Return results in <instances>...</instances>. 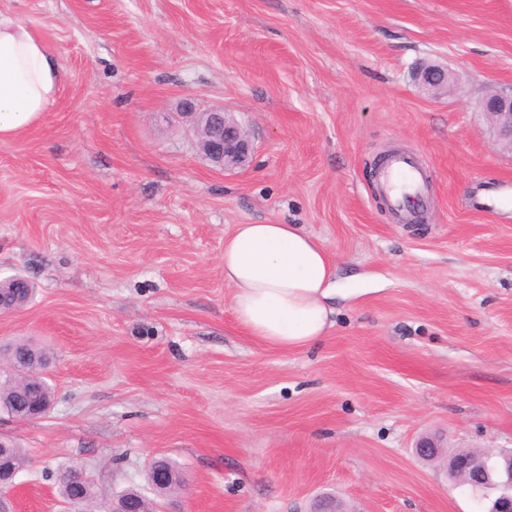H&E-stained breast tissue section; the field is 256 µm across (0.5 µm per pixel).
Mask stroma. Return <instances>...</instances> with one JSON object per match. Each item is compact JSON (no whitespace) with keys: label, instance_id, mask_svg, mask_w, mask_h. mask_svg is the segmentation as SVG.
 I'll return each instance as SVG.
<instances>
[{"label":"stroma","instance_id":"35a3bbf8","mask_svg":"<svg viewBox=\"0 0 512 512\" xmlns=\"http://www.w3.org/2000/svg\"><path fill=\"white\" fill-rule=\"evenodd\" d=\"M57 52L39 122L0 140V347L46 349L55 403L0 413L28 454L20 512H64L44 468L107 493L181 469L161 512H487L445 454L512 449V152L478 103L512 87V0H0ZM448 67L432 95L416 74ZM233 112L248 167L212 168L186 102ZM421 156L432 198L396 223L374 163ZM299 224L336 280L334 326L302 350L236 322L224 238ZM438 436L443 457L416 443Z\"/></svg>","mask_w":512,"mask_h":512}]
</instances>
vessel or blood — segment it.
Returning <instances> with one entry per match:
<instances>
[{"label": "vessel or blood", "instance_id": "vessel-or-blood-1", "mask_svg": "<svg viewBox=\"0 0 512 512\" xmlns=\"http://www.w3.org/2000/svg\"><path fill=\"white\" fill-rule=\"evenodd\" d=\"M378 191L399 214L420 211L428 198L427 171L419 158L393 154L380 171Z\"/></svg>", "mask_w": 512, "mask_h": 512}]
</instances>
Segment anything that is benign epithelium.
Here are the masks:
<instances>
[{
    "label": "benign epithelium",
    "instance_id": "7a95c632",
    "mask_svg": "<svg viewBox=\"0 0 512 512\" xmlns=\"http://www.w3.org/2000/svg\"><path fill=\"white\" fill-rule=\"evenodd\" d=\"M419 78L434 95L448 91L450 73L446 68L428 65L421 69ZM479 107L492 117L500 139L512 150V91H494L481 100ZM187 108L198 152L218 170L243 168L253 152L244 128L227 116L222 107L198 109L189 103ZM10 447L11 441L0 437V512H15L12 490L23 470L22 465L7 456ZM447 471L450 479L468 484L477 492L497 491L491 512H512V452L497 455L489 451L457 450L448 455ZM110 503V512H142L140 501L127 495L114 496Z\"/></svg>",
    "mask_w": 512,
    "mask_h": 512
}]
</instances>
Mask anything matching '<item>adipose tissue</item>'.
<instances>
[{"label":"adipose tissue","instance_id":"ef3b65f1","mask_svg":"<svg viewBox=\"0 0 512 512\" xmlns=\"http://www.w3.org/2000/svg\"><path fill=\"white\" fill-rule=\"evenodd\" d=\"M64 76L46 40L0 12V140L37 123ZM224 281L238 324L269 347L309 346L332 325L336 265L301 225H235L224 240Z\"/></svg>","mask_w":512,"mask_h":512}]
</instances>
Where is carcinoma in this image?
<instances>
[{"instance_id":"carcinoma-1","label":"carcinoma","mask_w":512,"mask_h":512,"mask_svg":"<svg viewBox=\"0 0 512 512\" xmlns=\"http://www.w3.org/2000/svg\"><path fill=\"white\" fill-rule=\"evenodd\" d=\"M15 352L29 357L30 375L26 382L10 376L0 381V408L7 412L19 413L31 402L53 400V388L44 378L40 377L48 362L47 354L42 349L26 343L18 344ZM157 465H166L172 469L175 474V483L165 491H154V494L171 495L182 489L184 480L174 463L163 457H156L151 461L150 467L153 468ZM41 477L45 481L52 482L58 495L64 501L74 497L79 491L83 492V501L80 504L82 508L94 504L98 500L99 493L95 482L76 465L57 470L45 469L42 471Z\"/></svg>"}]
</instances>
